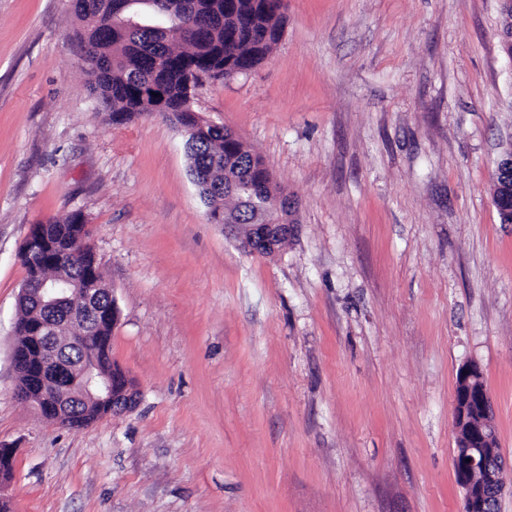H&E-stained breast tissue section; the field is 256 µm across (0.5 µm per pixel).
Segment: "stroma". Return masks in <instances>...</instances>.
Segmentation results:
<instances>
[{"label": "stroma", "mask_w": 512, "mask_h": 512, "mask_svg": "<svg viewBox=\"0 0 512 512\" xmlns=\"http://www.w3.org/2000/svg\"><path fill=\"white\" fill-rule=\"evenodd\" d=\"M258 66L190 106L297 203L275 256L211 223L183 128L115 125L72 0H0V445L10 512H462L458 372L512 463V149L498 0H284ZM81 214L130 411L70 429L18 399L32 224ZM499 180L493 190V203L498 213L512 218V150L497 162Z\"/></svg>", "instance_id": "stroma-1"}]
</instances>
